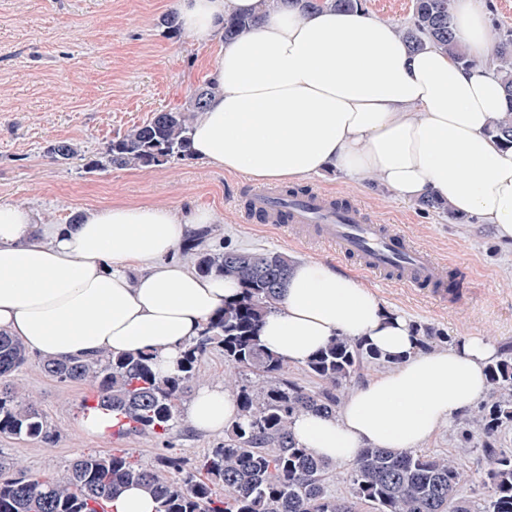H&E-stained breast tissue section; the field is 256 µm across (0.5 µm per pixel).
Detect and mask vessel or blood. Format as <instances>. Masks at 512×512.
Returning a JSON list of instances; mask_svg holds the SVG:
<instances>
[{"instance_id":"1","label":"vessel or blood","mask_w":512,"mask_h":512,"mask_svg":"<svg viewBox=\"0 0 512 512\" xmlns=\"http://www.w3.org/2000/svg\"><path fill=\"white\" fill-rule=\"evenodd\" d=\"M247 213L308 240L336 246L370 272L395 271L407 285L432 288L444 280L442 266L429 252L382 225L365 223L356 208H335L332 197L323 193L284 200L277 190L259 189L250 196Z\"/></svg>"}]
</instances>
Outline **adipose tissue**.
<instances>
[{
    "instance_id": "adipose-tissue-1",
    "label": "adipose tissue",
    "mask_w": 512,
    "mask_h": 512,
    "mask_svg": "<svg viewBox=\"0 0 512 512\" xmlns=\"http://www.w3.org/2000/svg\"><path fill=\"white\" fill-rule=\"evenodd\" d=\"M258 0H177L179 22L218 45L217 91L193 123L195 158L252 181L289 184L334 169L399 199L427 195L492 226L512 249V147L492 131L508 108L500 77L484 65L492 33L481 0H455L464 68L435 47L409 51L389 23L363 11L268 13L233 42L224 18ZM215 212L154 204L89 209L75 224H48L34 209L0 203V331L46 358L153 352L173 372L184 345L240 288L174 257ZM335 336L399 357L349 394L336 416L296 418V438L318 456L353 462L365 448H417L471 409L497 356L484 336L420 351L413 321L384 308L352 273L317 260L294 264L264 347L304 363ZM188 416L220 433L238 405L222 387H198Z\"/></svg>"
}]
</instances>
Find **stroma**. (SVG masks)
<instances>
[{
    "label": "stroma",
    "mask_w": 512,
    "mask_h": 512,
    "mask_svg": "<svg viewBox=\"0 0 512 512\" xmlns=\"http://www.w3.org/2000/svg\"><path fill=\"white\" fill-rule=\"evenodd\" d=\"M175 9L176 0H0V203L31 207L49 224H66L85 210L112 204L206 206L223 218L211 226L207 248L277 251L296 262L323 260L356 274L386 308L421 326L512 347V253L499 247L492 227L478 217L461 224L445 212L352 184L334 170L298 183L349 200L368 223L397 230L450 263L462 288L456 301H441L431 290L361 270L355 258L336 247L250 223L242 207L257 185L242 175L194 158L149 170L87 173L85 160L97 156L113 136L152 113L182 107L206 80L217 49L198 45L184 31L168 33L162 19ZM58 141L74 143L78 158L52 161L47 149ZM11 381L23 400L38 406L52 433L47 441L0 436V455L28 477L67 481L71 462L83 452L119 448L151 464L167 452L197 457L219 441L185 417L165 438H92L78 428L86 384L58 382L35 355ZM457 431V423L443 426L426 452L455 455L470 472L486 470L487 457L481 449L460 447Z\"/></svg>",
    "instance_id": "obj_1"
}]
</instances>
